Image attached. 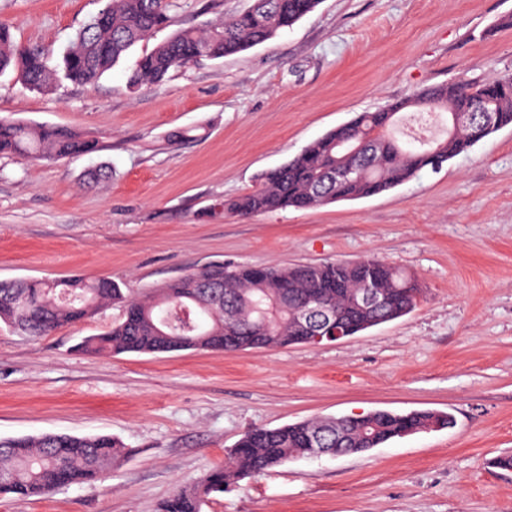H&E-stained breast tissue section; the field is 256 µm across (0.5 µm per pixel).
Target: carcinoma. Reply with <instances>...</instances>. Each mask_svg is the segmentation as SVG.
<instances>
[{"label":"carcinoma","mask_w":512,"mask_h":512,"mask_svg":"<svg viewBox=\"0 0 512 512\" xmlns=\"http://www.w3.org/2000/svg\"><path fill=\"white\" fill-rule=\"evenodd\" d=\"M319 0H253L239 15L202 30L174 33L142 55L129 77L133 87L162 82L170 71L204 58L218 59L263 44L312 12ZM172 0H109L105 19L92 16L76 32L62 59L53 51L26 46L0 25V72L13 69L19 81L37 91L51 90L63 78L77 85L98 81L140 41L169 22ZM448 114L486 110L493 126L486 132L463 125L442 138L403 147L392 137L397 114L407 109ZM512 126V78L482 84L448 82L389 107L359 112L304 147L285 164L260 175L257 189L224 200V211L247 218L288 208L309 209L370 197L402 185L468 151L498 130ZM360 146L341 155L336 142ZM98 150L95 139L52 125L0 118V154L37 161L75 158ZM371 286L382 294L375 309L354 299ZM422 289L415 279L376 259L322 262L296 267L214 265L174 280L148 294L125 292L108 277L82 276L0 281V324L32 338L74 325L109 305L121 318L100 334L75 345L82 353L162 354L182 350L225 353L272 350L306 343L308 329L295 320L316 302L355 336L390 322L417 305ZM445 413L375 410L336 426L331 417L282 427L252 428L225 458L189 488H179L159 512H203L209 500L246 477L296 459L311 458L307 439L318 434L327 454L341 456L378 448L410 432L448 427ZM124 456L114 437L40 434L0 439V496L41 497L72 485L102 479Z\"/></svg>","instance_id":"1"}]
</instances>
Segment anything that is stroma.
Masks as SVG:
<instances>
[{
    "instance_id": "1",
    "label": "stroma",
    "mask_w": 512,
    "mask_h": 512,
    "mask_svg": "<svg viewBox=\"0 0 512 512\" xmlns=\"http://www.w3.org/2000/svg\"><path fill=\"white\" fill-rule=\"evenodd\" d=\"M108 0H0L22 44L62 55ZM250 0H173L166 28L94 85L26 89L0 73V117L62 126L98 152L0 156V280L108 277L149 292L209 264L375 258L423 289L408 314L321 346L83 354L118 307L34 339L0 329V437L109 435L106 477L0 512H158L255 427L384 409L441 430L300 459L244 479L205 512H512V126L380 194L247 219L224 200L356 113L451 80L512 77V0H320L269 42L129 88L136 60ZM194 129V139L175 140Z\"/></svg>"
}]
</instances>
